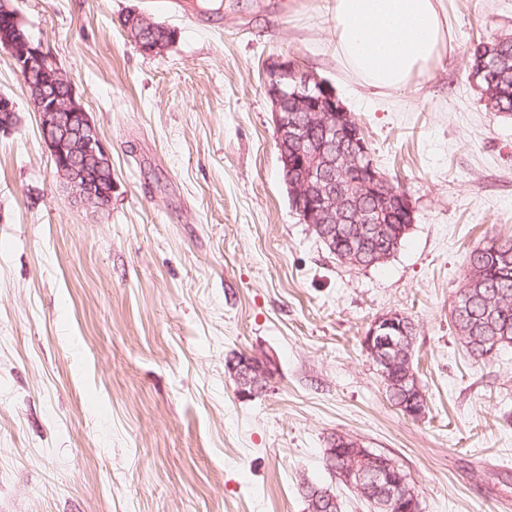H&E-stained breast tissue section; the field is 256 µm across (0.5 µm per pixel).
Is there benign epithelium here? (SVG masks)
Returning <instances> with one entry per match:
<instances>
[{
  "instance_id": "1",
  "label": "benign epithelium",
  "mask_w": 512,
  "mask_h": 512,
  "mask_svg": "<svg viewBox=\"0 0 512 512\" xmlns=\"http://www.w3.org/2000/svg\"><path fill=\"white\" fill-rule=\"evenodd\" d=\"M128 35L148 55L163 50L148 32L154 21L133 11L124 24ZM13 59L22 77L38 76L46 96L34 105L40 121L43 143L71 194L83 205L104 209L112 202V163L90 115L76 99L73 79L53 62L44 44L24 33L0 43ZM266 94L274 111L276 146L283 159L293 157L297 177L287 182L294 210L310 229L322 231L327 224H382L395 204L414 223V207L380 171L362 130L353 122L330 84L314 74L296 68L294 62L274 65L269 72ZM318 133V141L312 134ZM355 168L365 180L346 188V170ZM405 315L391 312L371 325L365 346L376 358L379 373L387 376L394 358H403ZM238 390L255 395L265 388L268 366L251 357L232 367ZM394 463L378 459L361 443L351 441L346 466L337 478L357 496L370 498L367 477L385 480V505L404 506L405 512H421L419 494L409 477L393 473Z\"/></svg>"
}]
</instances>
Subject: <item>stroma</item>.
<instances>
[{
	"label": "stroma",
	"instance_id": "stroma-1",
	"mask_svg": "<svg viewBox=\"0 0 512 512\" xmlns=\"http://www.w3.org/2000/svg\"><path fill=\"white\" fill-rule=\"evenodd\" d=\"M74 79L106 143L112 204L57 177L24 80L0 50V512H307L301 483L345 435L395 459L423 512H512V347L471 360L449 315L477 243L512 238V116L464 70L512 37V0H440L448 44L403 90L337 57L330 0H9ZM176 31L142 53L130 9ZM328 80L415 209L395 256L336 261L292 210L270 63ZM416 326L430 407L404 416L361 346ZM267 361L240 398L239 357Z\"/></svg>",
	"mask_w": 512,
	"mask_h": 512
}]
</instances>
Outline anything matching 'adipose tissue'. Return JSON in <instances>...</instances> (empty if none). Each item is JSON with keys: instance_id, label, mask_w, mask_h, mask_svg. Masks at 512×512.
Instances as JSON below:
<instances>
[{"instance_id": "1", "label": "adipose tissue", "mask_w": 512, "mask_h": 512, "mask_svg": "<svg viewBox=\"0 0 512 512\" xmlns=\"http://www.w3.org/2000/svg\"><path fill=\"white\" fill-rule=\"evenodd\" d=\"M439 0H331L336 53L372 88L400 90L445 49Z\"/></svg>"}]
</instances>
